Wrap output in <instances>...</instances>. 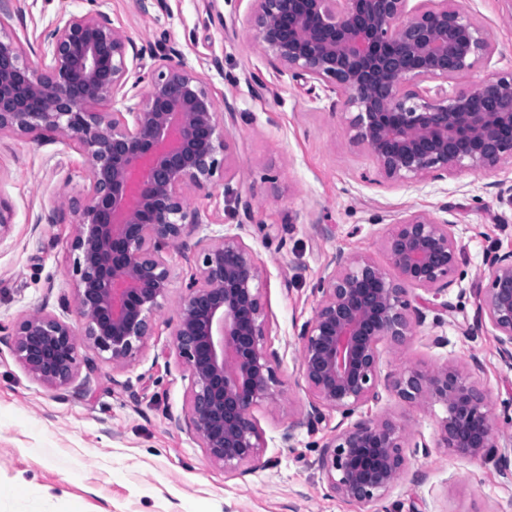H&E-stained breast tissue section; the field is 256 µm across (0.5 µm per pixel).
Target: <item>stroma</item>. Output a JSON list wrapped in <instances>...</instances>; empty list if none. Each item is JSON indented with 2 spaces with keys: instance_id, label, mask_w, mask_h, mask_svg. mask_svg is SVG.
Segmentation results:
<instances>
[{
  "instance_id": "stroma-1",
  "label": "stroma",
  "mask_w": 512,
  "mask_h": 512,
  "mask_svg": "<svg viewBox=\"0 0 512 512\" xmlns=\"http://www.w3.org/2000/svg\"><path fill=\"white\" fill-rule=\"evenodd\" d=\"M494 33L491 57L449 82V90L475 88L512 72V23L503 0H457ZM249 0H164L148 13L132 0H0L8 16L0 39L19 47L39 68L44 31L59 11L106 13L137 46L167 35L188 67L210 85L218 105L233 104L227 125L232 185L253 203L244 214L223 188L212 197L192 195L190 207L228 224L266 270L265 302L278 355L281 393L255 415L268 446L263 464L242 475L225 474L199 442L177 425L189 407L188 381L170 352L174 307H167L139 358L121 370L111 362L78 359L88 390L53 389L27 374L8 339L0 340V512H375L374 506L329 495L316 465L339 415L316 428L297 426L309 395L299 386L297 329L318 304L312 286L336 253L366 255L381 266L389 257L381 241L393 218L407 211L438 213L447 207L460 249L459 279L450 300L475 317L478 272L487 255L512 251V203L498 195L512 184V162L488 172L462 171L416 190L387 182L369 152L350 144L335 94L313 98L305 86L278 76L256 50L244 22ZM263 80L251 87L250 76ZM88 160L72 142L0 135V198L12 207V227L0 241V323L42 309L78 324L70 249L75 216L57 207L61 195L84 197ZM276 185H269L270 176ZM330 227L320 235L318 225ZM447 337L444 347L432 336ZM383 368L453 362L480 364L478 387L493 414L512 401V369L500 359L492 333L462 336L454 325L425 323L399 348L382 345ZM363 415L410 423L432 449L410 460L385 501L389 512H512V481L493 465L468 462L436 447L441 408L424 411L395 396L363 407ZM295 430V445L280 436Z\"/></svg>"
}]
</instances>
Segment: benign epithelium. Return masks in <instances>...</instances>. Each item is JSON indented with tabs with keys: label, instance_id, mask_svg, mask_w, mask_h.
I'll return each instance as SVG.
<instances>
[{
	"label": "benign epithelium",
	"instance_id": "benign-epithelium-1",
	"mask_svg": "<svg viewBox=\"0 0 512 512\" xmlns=\"http://www.w3.org/2000/svg\"><path fill=\"white\" fill-rule=\"evenodd\" d=\"M255 46L280 75L342 98L349 141L366 148L386 181L419 187L458 172L492 171L512 161V72L448 93L493 50L492 32L450 0H250ZM145 51L102 13L61 14L44 31L50 63L34 69L0 39V133L73 141L89 159L84 198L60 204L77 216L71 250L76 330L39 309L0 333L25 371L55 389L76 381L80 351L112 368L133 363L155 333V317L174 302L171 349L189 379L187 432L209 459L234 473L266 447L254 411L275 401L280 380L263 298L265 270L237 231H211L191 193L224 196L244 214L252 202L232 187L226 124L208 83L175 49ZM384 268L339 252L312 288L320 295L297 334L301 378L311 398L281 434L341 420L318 459L328 489L368 505L383 502L408 460L430 445L406 423L361 409L387 393L418 407L439 405L437 448L490 463L506 478L512 447L489 414L473 373L446 361L383 372L380 345L404 343L427 313L441 327L458 308L448 300L460 250L454 225L424 211L395 219L383 240ZM188 266L181 292L166 254ZM477 316L457 323L464 336L490 327L512 368V251L483 262ZM420 289L425 296L415 295Z\"/></svg>",
	"mask_w": 512,
	"mask_h": 512
}]
</instances>
